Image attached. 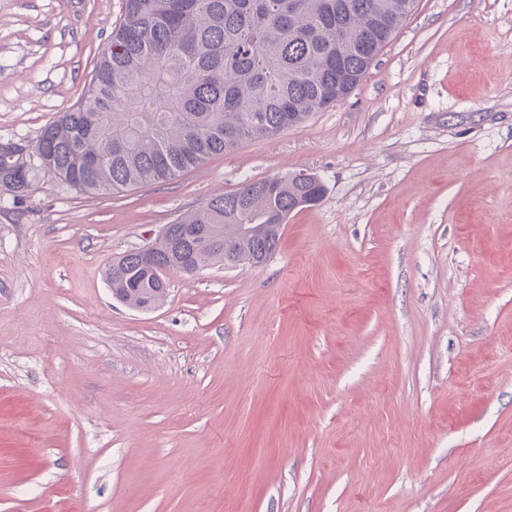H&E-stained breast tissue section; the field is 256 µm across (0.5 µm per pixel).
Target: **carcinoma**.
<instances>
[{
	"instance_id": "carcinoma-1",
	"label": "carcinoma",
	"mask_w": 512,
	"mask_h": 512,
	"mask_svg": "<svg viewBox=\"0 0 512 512\" xmlns=\"http://www.w3.org/2000/svg\"><path fill=\"white\" fill-rule=\"evenodd\" d=\"M124 0V19L80 104L34 151L0 142V188L28 195L40 175L90 194L167 182L248 139L272 138L344 100L413 14L416 0ZM321 184L246 182L170 225L157 263L190 274L276 251L288 215ZM241 224H256L245 237ZM112 294L158 290L131 251L108 262Z\"/></svg>"
}]
</instances>
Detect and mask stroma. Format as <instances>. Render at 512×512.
Here are the masks:
<instances>
[{
  "label": "stroma",
  "mask_w": 512,
  "mask_h": 512,
  "mask_svg": "<svg viewBox=\"0 0 512 512\" xmlns=\"http://www.w3.org/2000/svg\"><path fill=\"white\" fill-rule=\"evenodd\" d=\"M123 16L0 0V139L75 108ZM302 172L265 263L113 296V257ZM0 512H512V0H418L345 100L177 179L0 191Z\"/></svg>",
  "instance_id": "stroma-1"
}]
</instances>
